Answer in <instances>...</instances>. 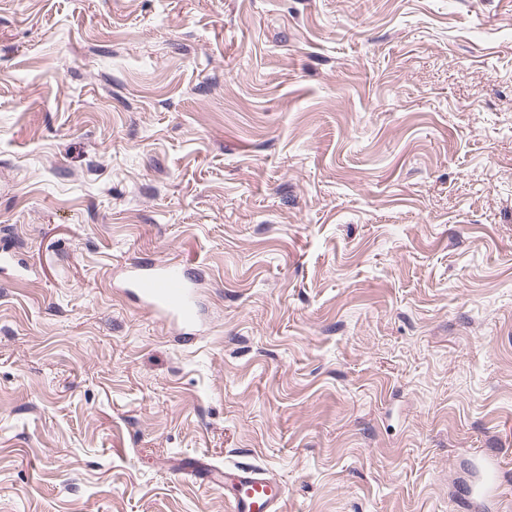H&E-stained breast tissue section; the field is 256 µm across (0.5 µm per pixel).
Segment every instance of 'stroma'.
<instances>
[{"instance_id": "1", "label": "stroma", "mask_w": 512, "mask_h": 512, "mask_svg": "<svg viewBox=\"0 0 512 512\" xmlns=\"http://www.w3.org/2000/svg\"><path fill=\"white\" fill-rule=\"evenodd\" d=\"M1 246L0 512H512V0H0ZM127 281L143 309L158 321L183 335H200L206 329L200 285L190 269L169 262L146 268L135 265ZM480 477L472 484L471 509L478 512L499 511L500 497L492 462L484 460L479 464ZM215 483L224 484V499L232 512H281L284 492L262 469L234 466L214 471Z\"/></svg>"}]
</instances>
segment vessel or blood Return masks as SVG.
<instances>
[{"label": "vessel or blood", "instance_id": "1", "mask_svg": "<svg viewBox=\"0 0 512 512\" xmlns=\"http://www.w3.org/2000/svg\"><path fill=\"white\" fill-rule=\"evenodd\" d=\"M127 280L135 289L140 305L158 321L183 335H199L207 327L203 317L201 290L190 269L172 263L132 266ZM480 476L470 489L473 512H496L500 497L495 467L479 464ZM224 488L231 512H282L284 492L279 483L262 469L236 466L214 473Z\"/></svg>", "mask_w": 512, "mask_h": 512}]
</instances>
